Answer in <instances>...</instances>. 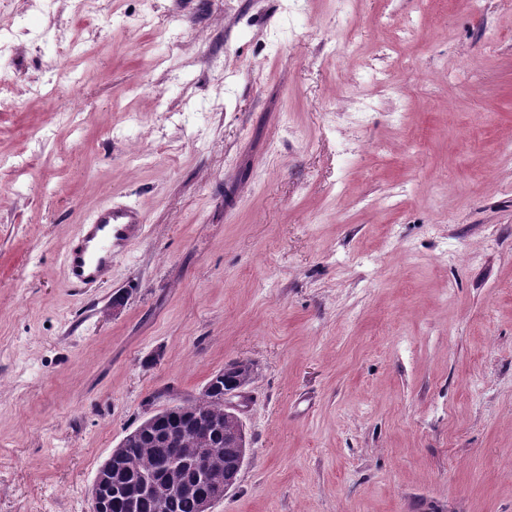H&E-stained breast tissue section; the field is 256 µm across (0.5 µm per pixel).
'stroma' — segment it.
Listing matches in <instances>:
<instances>
[{
  "label": "stroma",
  "mask_w": 512,
  "mask_h": 512,
  "mask_svg": "<svg viewBox=\"0 0 512 512\" xmlns=\"http://www.w3.org/2000/svg\"><path fill=\"white\" fill-rule=\"evenodd\" d=\"M242 359L214 512H512V0H0V512ZM144 215L129 205L112 203L92 213L80 224L78 244L63 257L71 288H89L102 281L112 268V259L123 255L144 228Z\"/></svg>",
  "instance_id": "stroma-1"
}]
</instances>
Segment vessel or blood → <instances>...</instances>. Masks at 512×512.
I'll return each mask as SVG.
<instances>
[{"mask_svg":"<svg viewBox=\"0 0 512 512\" xmlns=\"http://www.w3.org/2000/svg\"><path fill=\"white\" fill-rule=\"evenodd\" d=\"M139 209L112 203L97 209L79 228L78 243L63 257L70 287L83 289L102 281L114 257L124 254L144 228Z\"/></svg>","mask_w":512,"mask_h":512,"instance_id":"b4317fda","label":"vessel or blood"}]
</instances>
